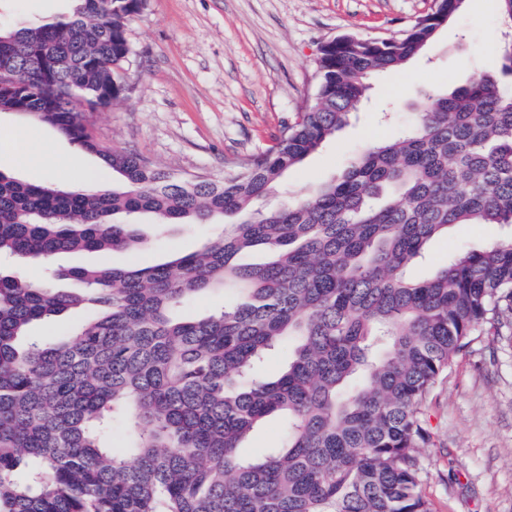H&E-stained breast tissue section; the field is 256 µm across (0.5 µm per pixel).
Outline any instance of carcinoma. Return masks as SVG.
Segmentation results:
<instances>
[{
	"instance_id": "1",
	"label": "carcinoma",
	"mask_w": 512,
	"mask_h": 512,
	"mask_svg": "<svg viewBox=\"0 0 512 512\" xmlns=\"http://www.w3.org/2000/svg\"><path fill=\"white\" fill-rule=\"evenodd\" d=\"M71 16L0 28V112L30 115L121 177L67 191L0 172V260L138 254V217L224 224L163 263L72 267L81 292L0 275V512H435L423 494L429 400L458 353L512 335V236L406 269L453 224L512 227V87L476 73L424 94L409 127L332 180L254 208L348 124L369 79L427 50L465 0H436L396 38L345 35L316 59L317 92L275 145L221 180L178 175L102 142L94 117L129 89L133 14L146 0H75ZM511 34L512 0H496ZM268 259L243 264V254ZM221 288L224 306L176 311ZM78 307L66 339L31 327ZM288 348L269 379L266 354ZM270 416L279 443L238 448ZM129 444L108 446L117 426Z\"/></svg>"
}]
</instances>
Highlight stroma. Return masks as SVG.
<instances>
[{
    "label": "stroma",
    "mask_w": 512,
    "mask_h": 512,
    "mask_svg": "<svg viewBox=\"0 0 512 512\" xmlns=\"http://www.w3.org/2000/svg\"><path fill=\"white\" fill-rule=\"evenodd\" d=\"M435 0H147L128 24L130 89L96 115L108 145L150 158L175 173L223 178L276 138L316 91L320 46L342 34L389 38L430 13ZM72 0H0V22L64 17ZM500 20L495 0H465L436 42L403 70L376 76L363 107L335 139L290 171L262 201L278 208L336 177L350 158L409 122L429 89H450L476 72H498ZM30 133L0 154V171L25 183L60 187L95 176L112 181L95 155L59 137L46 124L0 112V138ZM50 149L56 166L25 164ZM144 260L164 262L201 248L208 224L158 228L141 218ZM496 224H455L428 246L408 277L423 280L448 255L507 235ZM423 483L435 512H512V340L483 336L460 352L431 396Z\"/></svg>",
    "instance_id": "obj_1"
}]
</instances>
